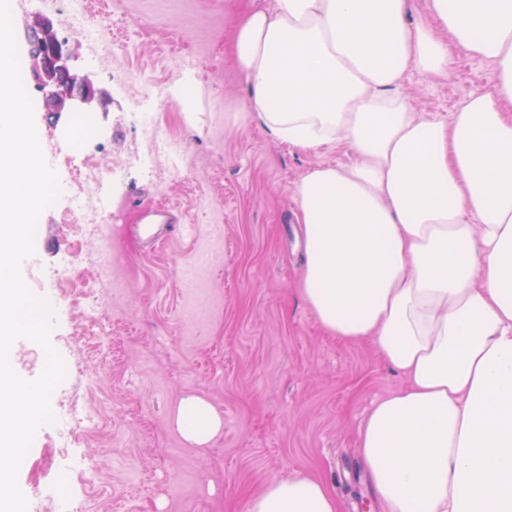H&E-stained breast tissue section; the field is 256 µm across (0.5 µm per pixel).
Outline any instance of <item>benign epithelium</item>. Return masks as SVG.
Listing matches in <instances>:
<instances>
[{
  "label": "benign epithelium",
  "instance_id": "obj_1",
  "mask_svg": "<svg viewBox=\"0 0 512 512\" xmlns=\"http://www.w3.org/2000/svg\"><path fill=\"white\" fill-rule=\"evenodd\" d=\"M28 28L33 33L29 49L32 75L43 93L45 109L88 114L104 109L102 95L89 77L68 67L74 48L57 39L50 22L35 14Z\"/></svg>",
  "mask_w": 512,
  "mask_h": 512
}]
</instances>
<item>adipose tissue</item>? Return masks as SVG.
I'll use <instances>...</instances> for the list:
<instances>
[{
    "instance_id": "adipose-tissue-1",
    "label": "adipose tissue",
    "mask_w": 512,
    "mask_h": 512,
    "mask_svg": "<svg viewBox=\"0 0 512 512\" xmlns=\"http://www.w3.org/2000/svg\"><path fill=\"white\" fill-rule=\"evenodd\" d=\"M245 105L273 139L347 148L295 189L299 294L322 328L373 341L406 378L358 448L382 512H512V0H250L229 41ZM489 66L449 119L415 112L408 69ZM203 447L224 421L189 396ZM315 478L275 479L247 512H337Z\"/></svg>"
}]
</instances>
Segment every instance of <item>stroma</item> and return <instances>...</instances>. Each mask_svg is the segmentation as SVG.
I'll return each instance as SVG.
<instances>
[{
  "instance_id": "35a3bbf8",
  "label": "stroma",
  "mask_w": 512,
  "mask_h": 512,
  "mask_svg": "<svg viewBox=\"0 0 512 512\" xmlns=\"http://www.w3.org/2000/svg\"><path fill=\"white\" fill-rule=\"evenodd\" d=\"M99 38L72 28L68 0L40 11L35 0H10L22 80L39 142L59 180L62 154L76 152L86 170L119 169L112 217L98 236H84L65 198L40 215L34 268L22 276L38 297L62 291L73 303L52 315L51 343L63 361L98 375L81 401L101 428L76 441L68 459L100 463L94 483L73 480L83 512H244L274 478L313 476L335 494L338 512H380L359 458L358 431L373 404L404 385L367 341L330 336L297 288L304 252L295 186L313 166L349 161L346 149L301 151L273 141L244 106L247 88L227 50L237 8L248 0H82ZM44 13L59 40L74 45L71 66L89 73L104 111L71 141L68 114H52L29 67L26 24ZM474 80L432 81L408 70L402 86L417 112L442 117L486 84V62L471 58ZM152 119L134 124L149 86ZM154 174L128 158L156 149ZM157 150V149H156ZM165 207L191 230L153 250L137 233L145 211ZM108 243L125 284L112 296L94 262ZM76 263L72 284L51 276ZM98 289L109 312L105 335L85 338L78 303ZM199 396L224 418L206 448L172 427L180 401ZM61 419L42 425L18 483L26 497L55 491Z\"/></svg>"
}]
</instances>
